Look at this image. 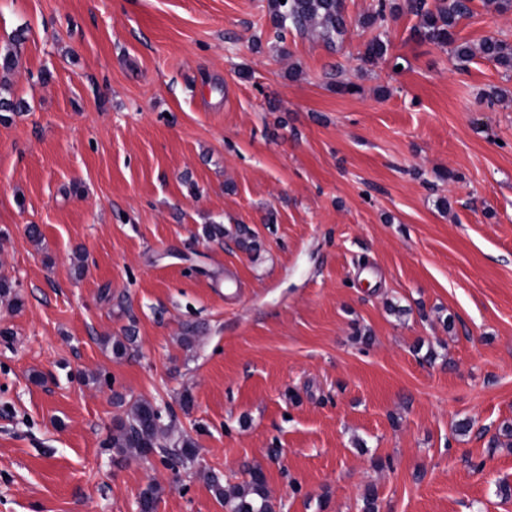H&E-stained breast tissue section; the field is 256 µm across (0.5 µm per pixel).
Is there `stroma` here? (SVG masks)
<instances>
[{"label":"stroma","mask_w":512,"mask_h":512,"mask_svg":"<svg viewBox=\"0 0 512 512\" xmlns=\"http://www.w3.org/2000/svg\"><path fill=\"white\" fill-rule=\"evenodd\" d=\"M343 2L336 53L267 0H0V512H226L255 469L278 512H512V12L460 72L405 10L363 63ZM138 398L193 464L109 447ZM481 53L495 61L506 71H512V47L492 38L485 39L481 44Z\"/></svg>","instance_id":"1"}]
</instances>
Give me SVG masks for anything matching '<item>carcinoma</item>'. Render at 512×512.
Returning a JSON list of instances; mask_svg holds the SVG:
<instances>
[{
  "mask_svg": "<svg viewBox=\"0 0 512 512\" xmlns=\"http://www.w3.org/2000/svg\"><path fill=\"white\" fill-rule=\"evenodd\" d=\"M472 0H436L434 8L426 7L425 0H408L411 12L419 17V25L413 28L414 37L441 47H452L458 65L470 61L471 50L455 44L453 28L457 22L472 14ZM395 0H375L369 13L360 21L362 27L375 31L365 44L361 60L374 63L388 52L387 26L399 12ZM268 11L277 34L292 28L300 33H310L320 38L328 47L340 49L346 34L343 0H268ZM481 53L507 71H512V47L496 39L488 38L481 44ZM112 448L118 455L147 457L155 452L162 460L174 467L192 463L197 450L191 437L182 434L169 440L170 426L163 423L157 407L148 400L136 401L124 418L114 424ZM215 496L224 502L229 512H269L271 502L261 470L256 469L251 479L242 485L224 487L219 478H211Z\"/></svg>",
  "mask_w": 512,
  "mask_h": 512,
  "instance_id": "cac0c4a2",
  "label": "carcinoma"
}]
</instances>
